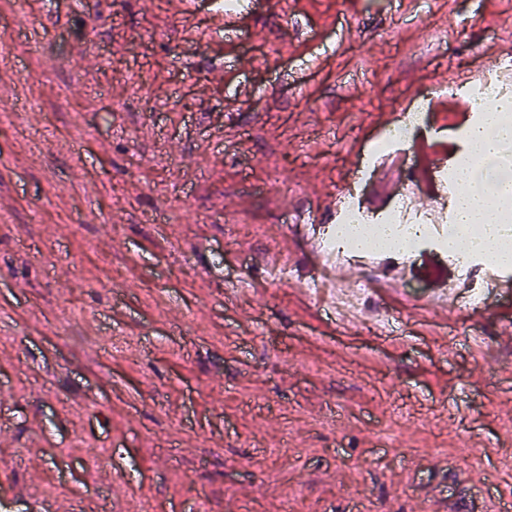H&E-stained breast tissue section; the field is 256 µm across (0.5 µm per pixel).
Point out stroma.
Wrapping results in <instances>:
<instances>
[{
	"mask_svg": "<svg viewBox=\"0 0 512 512\" xmlns=\"http://www.w3.org/2000/svg\"><path fill=\"white\" fill-rule=\"evenodd\" d=\"M0 0V512H467L512 495V267L488 307L412 252L343 328L279 254L429 95L419 141L466 153L449 87L512 64V0ZM44 30L28 50V20ZM240 284L234 298L226 285Z\"/></svg>",
	"mask_w": 512,
	"mask_h": 512,
	"instance_id": "obj_1",
	"label": "stroma"
}]
</instances>
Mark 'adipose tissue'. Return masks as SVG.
Masks as SVG:
<instances>
[{
    "label": "adipose tissue",
    "instance_id": "obj_1",
    "mask_svg": "<svg viewBox=\"0 0 512 512\" xmlns=\"http://www.w3.org/2000/svg\"><path fill=\"white\" fill-rule=\"evenodd\" d=\"M483 124L472 132L470 150L457 175L461 190L454 200L455 231L445 241L449 253L478 250L495 265H512V226L505 221L512 206V99L483 108Z\"/></svg>",
    "mask_w": 512,
    "mask_h": 512
}]
</instances>
